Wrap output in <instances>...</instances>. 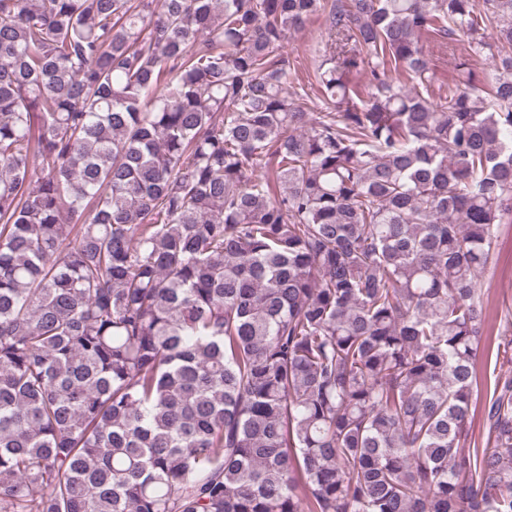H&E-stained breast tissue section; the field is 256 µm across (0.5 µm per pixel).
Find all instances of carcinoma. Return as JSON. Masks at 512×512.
<instances>
[{
    "mask_svg": "<svg viewBox=\"0 0 512 512\" xmlns=\"http://www.w3.org/2000/svg\"><path fill=\"white\" fill-rule=\"evenodd\" d=\"M501 224L512 0H0V512H512ZM326 28L324 14H319L307 23L306 27L294 34L285 44L288 54L289 67L286 88L288 91H307L311 100L312 112H320L325 105L320 101L321 97L311 89L310 83L315 84L314 71L317 66L315 60V47L321 42ZM452 44L449 43L448 40L444 41L443 46L439 47L435 44H430L426 47L427 58L430 61V66L435 73V90L438 91L440 88V92L448 91V79L452 78L454 74V70L448 65V54H450V49ZM491 270L483 279L485 328L496 337L500 315L512 308V224H502L497 233Z\"/></svg>",
    "mask_w": 512,
    "mask_h": 512,
    "instance_id": "1",
    "label": "carcinoma"
}]
</instances>
